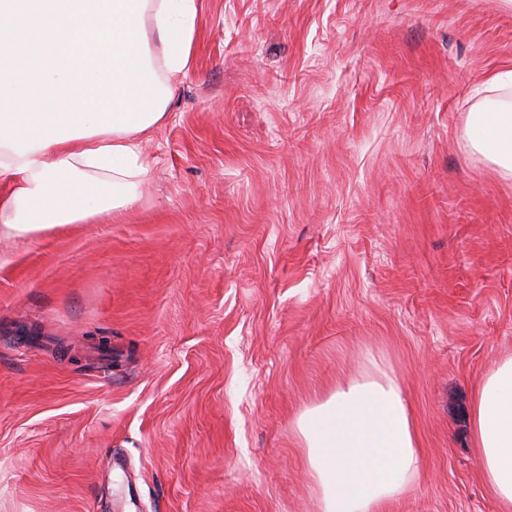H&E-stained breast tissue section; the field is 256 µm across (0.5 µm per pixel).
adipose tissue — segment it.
Listing matches in <instances>:
<instances>
[{
	"label": "adipose tissue",
	"instance_id": "adipose-tissue-1",
	"mask_svg": "<svg viewBox=\"0 0 512 512\" xmlns=\"http://www.w3.org/2000/svg\"><path fill=\"white\" fill-rule=\"evenodd\" d=\"M196 0H0V237L32 240L126 211L148 173L141 144L185 75ZM468 116L472 147L512 176V69ZM470 432L499 512H512V355L474 388ZM318 512H388L422 455L402 385L338 384L297 420Z\"/></svg>",
	"mask_w": 512,
	"mask_h": 512
}]
</instances>
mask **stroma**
<instances>
[{"label": "stroma", "mask_w": 512, "mask_h": 512, "mask_svg": "<svg viewBox=\"0 0 512 512\" xmlns=\"http://www.w3.org/2000/svg\"><path fill=\"white\" fill-rule=\"evenodd\" d=\"M510 66L498 0H197L136 205L0 238V512H315L297 418L374 364L423 455L391 512H499L512 178L466 123ZM469 422L482 478L499 512L512 511V355L473 389Z\"/></svg>", "instance_id": "35a3bbf8"}]
</instances>
